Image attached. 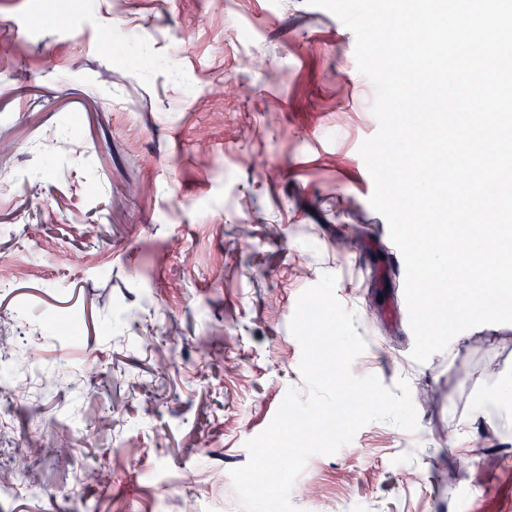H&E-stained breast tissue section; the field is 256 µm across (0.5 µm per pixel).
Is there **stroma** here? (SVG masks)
<instances>
[{
    "label": "stroma",
    "instance_id": "stroma-1",
    "mask_svg": "<svg viewBox=\"0 0 512 512\" xmlns=\"http://www.w3.org/2000/svg\"><path fill=\"white\" fill-rule=\"evenodd\" d=\"M354 50L307 0H0V336L38 337V372L73 370L0 402L16 479L43 477L0 488V512H240L229 472L306 388L290 321L326 273L366 342L352 373L407 379L418 429L373 422L312 456L292 503L512 512V419L475 412L512 375V324L412 358ZM100 465L109 484L77 483Z\"/></svg>",
    "mask_w": 512,
    "mask_h": 512
}]
</instances>
